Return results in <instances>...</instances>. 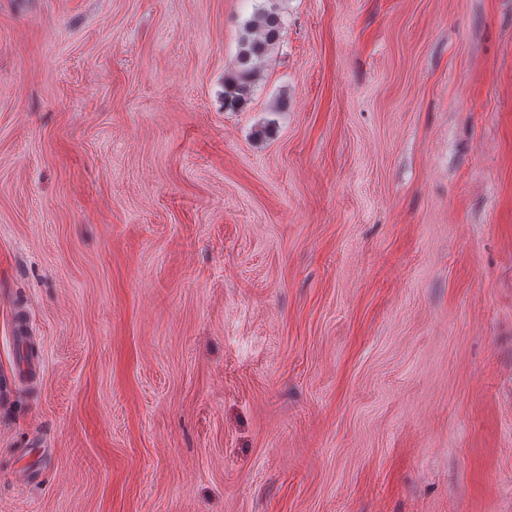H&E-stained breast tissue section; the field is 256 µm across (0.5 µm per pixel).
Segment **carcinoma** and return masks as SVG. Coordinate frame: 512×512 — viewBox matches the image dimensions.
I'll return each mask as SVG.
<instances>
[{
    "instance_id": "1",
    "label": "carcinoma",
    "mask_w": 512,
    "mask_h": 512,
    "mask_svg": "<svg viewBox=\"0 0 512 512\" xmlns=\"http://www.w3.org/2000/svg\"><path fill=\"white\" fill-rule=\"evenodd\" d=\"M281 21L274 8L255 7L240 39L237 69L224 81V105L236 109L251 95L260 65L279 42Z\"/></svg>"
}]
</instances>
